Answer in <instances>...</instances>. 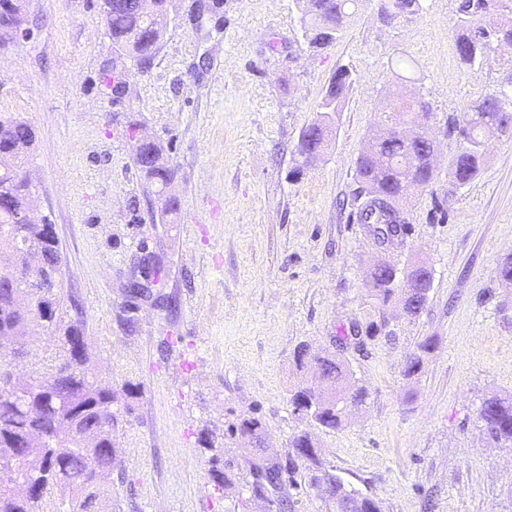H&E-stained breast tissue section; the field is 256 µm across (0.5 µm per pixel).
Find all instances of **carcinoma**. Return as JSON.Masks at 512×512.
I'll use <instances>...</instances> for the list:
<instances>
[{
    "label": "carcinoma",
    "mask_w": 512,
    "mask_h": 512,
    "mask_svg": "<svg viewBox=\"0 0 512 512\" xmlns=\"http://www.w3.org/2000/svg\"><path fill=\"white\" fill-rule=\"evenodd\" d=\"M151 11L142 10L139 0H100L106 32L119 54L103 66V82L110 91L112 107L125 108L129 95L123 60L134 59L145 65L155 55L164 30L157 20L169 13L171 0H150ZM358 0H296L298 24L309 45L324 49L333 44L344 22L355 11ZM420 0H379L378 11L387 20L415 14ZM453 28L460 63L468 68L506 60L512 62V0H458ZM27 0H0V45L19 37H28ZM351 74L344 69L336 74L320 104V119L307 127L300 137V165L293 175H300L313 164L327 146L332 132V113L340 111ZM512 117V93L496 90L477 100L462 122L455 123L458 146L453 154L448 177L450 183L463 187L471 183L486 162V142L502 135L503 123ZM134 160L145 180L165 195L174 179V169L163 161L158 143L143 142L137 126H129ZM36 143L31 125L23 118L0 116V179L26 168ZM434 143L422 133L381 134L357 159V173L365 202L359 210V222L374 225L373 233L386 231L399 236L406 221L399 203L415 189L434 177ZM35 198L17 189L0 210L18 211L32 207ZM60 249L49 242H26L0 230V336L26 338L38 326L56 325L54 294L36 295L23 306L13 300L16 274L29 276V287H41V278L61 273ZM431 268L415 261L399 269L381 261L370 270L369 296L380 305L396 300L404 310L426 302L431 290ZM414 283L400 288L401 280ZM65 349L62 362L36 374L37 381L21 385L36 392L32 402L19 394L13 399L0 398V447L16 451L21 457H35L40 462L38 484L27 497L16 496L0 487V512H99L104 490L95 472L112 470L114 442L112 432L118 427L114 410L116 395L112 386L98 382L86 350L81 322H72L61 337ZM432 341L426 339L418 351L407 357L405 374L413 376L422 368V354L429 352ZM317 365L320 384H304L290 391L293 413L307 422V428L289 439L291 451L284 458L263 449L266 427L262 419L250 413L228 427L230 437L249 446L253 455H244L237 473L211 470L214 485L230 490L235 478L264 500L266 512H293L295 503L289 489H316L327 496L336 512H382L381 501L349 486L336 474L334 466L321 457L311 427L335 431L342 426L347 409H359L367 399L358 385L349 362L335 351L313 354L306 343L294 351V363L301 371L310 363ZM43 417H53L59 425L42 446L29 445L28 437L39 428ZM478 419L483 429L497 442L512 448V398L491 396L482 401Z\"/></svg>",
    "instance_id": "1"
}]
</instances>
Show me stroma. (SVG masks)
<instances>
[{"instance_id": "1", "label": "stroma", "mask_w": 512, "mask_h": 512, "mask_svg": "<svg viewBox=\"0 0 512 512\" xmlns=\"http://www.w3.org/2000/svg\"><path fill=\"white\" fill-rule=\"evenodd\" d=\"M29 38L0 46V113L36 132L27 171L37 217L54 224L62 270L58 327L34 329L18 374L60 355L58 332L81 319L91 362L115 391L134 384L104 487L112 512H263L224 493L201 438L224 439L220 464L243 454L226 435L257 413L271 453L302 427L289 392L314 384L293 351L329 347L377 324L346 359L368 393L338 431H317L323 457L384 512H512V452L481 427L492 394L512 396V138L488 142L481 174L448 178L462 119L476 99L512 85V66L468 68L452 27L457 0L383 22L360 0L331 46L311 48L294 0H174L149 65L126 61L127 109L102 83L114 54L99 0H27ZM352 75L330 144L299 178V137L338 70ZM423 98L439 149L435 176L404 206L403 237L382 245L360 223L356 160L387 128L395 92ZM164 149L176 214L140 176L129 124ZM161 260L158 297L129 301L141 249ZM425 261L434 285L420 315L368 296L372 257ZM417 375L407 356L425 339Z\"/></svg>"}]
</instances>
